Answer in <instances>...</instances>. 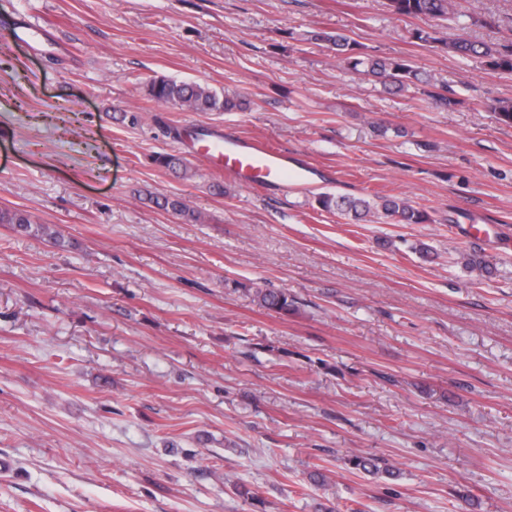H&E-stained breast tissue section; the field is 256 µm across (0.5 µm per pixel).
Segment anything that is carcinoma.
<instances>
[{
  "mask_svg": "<svg viewBox=\"0 0 512 512\" xmlns=\"http://www.w3.org/2000/svg\"><path fill=\"white\" fill-rule=\"evenodd\" d=\"M393 14L402 17L428 16L433 19H446L450 16V0H389ZM309 40L329 43L336 46L341 57L339 64L384 85L390 84L403 91L422 81L420 73L403 59L377 58L362 51L359 44L350 42L346 36L324 30L310 32ZM448 49L462 56H475L485 60L486 66L494 70L512 72V50L500 51L482 42H472L465 38L448 41ZM148 94L157 101L187 107L195 112H234L243 109L246 100L216 90L197 82L157 77L148 86ZM321 210L340 213L356 220L367 217L390 219L404 224H426L431 221L429 214L415 208L400 196L374 195L367 197H337L323 194L317 198ZM155 204L170 209L188 222H198L200 216L178 199L164 198ZM0 224H8L16 232L46 237L56 243L61 242L59 230L47 224L34 222L31 216L22 210L0 212ZM256 298L262 306L275 309L283 314L294 310V299L284 290L258 288Z\"/></svg>",
  "mask_w": 512,
  "mask_h": 512,
  "instance_id": "1",
  "label": "carcinoma"
}]
</instances>
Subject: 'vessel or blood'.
Masks as SVG:
<instances>
[{
  "mask_svg": "<svg viewBox=\"0 0 512 512\" xmlns=\"http://www.w3.org/2000/svg\"><path fill=\"white\" fill-rule=\"evenodd\" d=\"M200 154L223 168L225 176L244 185L267 181L286 189L306 178V168L258 140L217 135L204 142Z\"/></svg>",
  "mask_w": 512,
  "mask_h": 512,
  "instance_id": "vessel-or-blood-1",
  "label": "vessel or blood"
}]
</instances>
